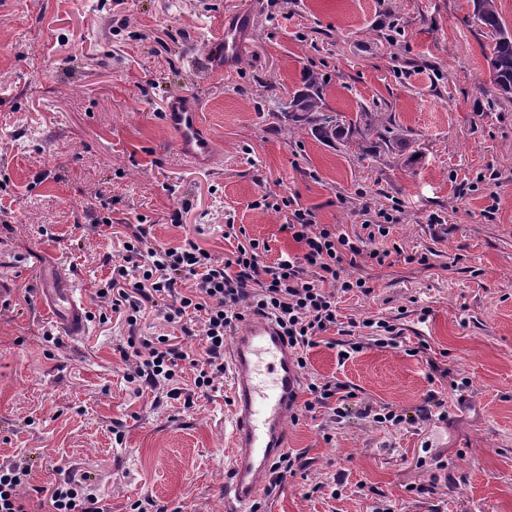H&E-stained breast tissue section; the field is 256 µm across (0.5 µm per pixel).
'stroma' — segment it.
I'll return each instance as SVG.
<instances>
[{
    "mask_svg": "<svg viewBox=\"0 0 512 512\" xmlns=\"http://www.w3.org/2000/svg\"><path fill=\"white\" fill-rule=\"evenodd\" d=\"M244 12L233 69L204 70ZM486 42L472 0H0V461L29 465L33 485L83 475L108 512L137 500L228 512V387L127 388L128 327L95 291L141 218L166 247L190 239L223 257L231 221L268 242L266 262L295 252L285 214L252 206L293 194L348 232L363 207L399 208L393 240L428 262L363 267L371 294L339 295V322L388 320L402 346L342 362L347 335L324 333L308 368L353 397L342 416L285 423L303 468L262 512H372L377 499L512 512V102L490 81ZM312 73L325 113L350 120L346 137L272 115ZM176 93L200 105L207 165L183 158L164 119ZM383 127L397 135L387 149ZM105 211L111 227L92 232ZM54 266L76 276L83 335H60L41 300ZM433 397L447 418L428 416ZM386 406L414 424L375 423Z\"/></svg>",
    "mask_w": 512,
    "mask_h": 512,
    "instance_id": "35a3bbf8",
    "label": "stroma"
}]
</instances>
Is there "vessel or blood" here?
Wrapping results in <instances>:
<instances>
[{
    "label": "vessel or blood",
    "mask_w": 512,
    "mask_h": 512,
    "mask_svg": "<svg viewBox=\"0 0 512 512\" xmlns=\"http://www.w3.org/2000/svg\"><path fill=\"white\" fill-rule=\"evenodd\" d=\"M165 117L175 128L189 162L211 158L213 144L192 98L173 97ZM50 298L59 326L69 335H77L84 325V304L76 290L54 289ZM229 367L233 456L224 499L230 512H247L262 492L272 459L284 446V424L292 413L301 374L278 326L264 317L249 321L234 335Z\"/></svg>",
    "instance_id": "obj_1"
}]
</instances>
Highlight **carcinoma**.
I'll use <instances>...</instances> for the list:
<instances>
[{
  "label": "carcinoma",
  "mask_w": 512,
  "mask_h": 512,
  "mask_svg": "<svg viewBox=\"0 0 512 512\" xmlns=\"http://www.w3.org/2000/svg\"><path fill=\"white\" fill-rule=\"evenodd\" d=\"M473 15L478 25L489 30L492 43L488 61L492 82L503 100L512 101V32L503 24L496 7V0H472ZM324 107L319 78L311 76L305 90L294 94L286 107L277 114L294 126L314 128L324 140L336 139L344 134L338 120L322 113Z\"/></svg>",
  "instance_id": "carcinoma-1"
}]
</instances>
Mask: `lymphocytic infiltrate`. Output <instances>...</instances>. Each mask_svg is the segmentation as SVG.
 I'll list each match as a JSON object with an SVG mask.
<instances>
[{
  "instance_id": "f902f5d3",
  "label": "lymphocytic infiltrate",
  "mask_w": 512,
  "mask_h": 512,
  "mask_svg": "<svg viewBox=\"0 0 512 512\" xmlns=\"http://www.w3.org/2000/svg\"><path fill=\"white\" fill-rule=\"evenodd\" d=\"M254 208L285 213L286 231L298 246L296 253L264 263L267 241L249 237L245 229L226 224L225 238L233 250L216 258L194 241L174 247L153 243L151 229L136 224L123 243L124 256L112 267L110 279L96 295L112 312L123 315L129 328L118 350L127 366L124 381L135 390L148 387L165 396L179 393L184 370L194 372L200 392L216 389L224 381V340L248 315L273 319L288 339L299 369L308 367L306 353L318 344L323 332L338 324L341 293L370 294L365 279L354 276L363 266H384L391 255L408 264H426L423 253H405L402 247H383L396 214L382 209L362 224V233L349 235L318 223L314 212L297 197L264 195ZM164 300V318L178 324L183 335L201 333V350L169 344L167 336H144L136 327L145 304ZM307 398L301 413L337 399L334 415L351 394L331 378H306ZM28 467L0 463V512H26L24 490ZM47 512H106L82 481L64 478L44 488Z\"/></svg>"
}]
</instances>
